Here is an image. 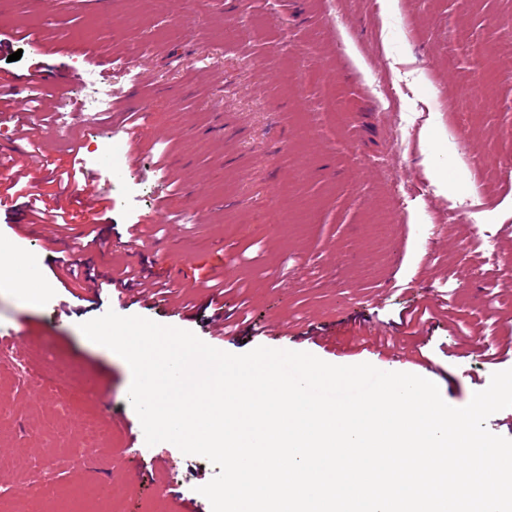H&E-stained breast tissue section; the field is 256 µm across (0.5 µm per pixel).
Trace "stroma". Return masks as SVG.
Masks as SVG:
<instances>
[{
	"label": "stroma",
	"mask_w": 512,
	"mask_h": 512,
	"mask_svg": "<svg viewBox=\"0 0 512 512\" xmlns=\"http://www.w3.org/2000/svg\"><path fill=\"white\" fill-rule=\"evenodd\" d=\"M1 33L11 44L0 78L62 75L53 110L88 99L81 73L108 77L114 90H137L149 130L132 140L135 107L123 102L105 131L45 122L52 170H97L94 152L112 132L135 153L99 210L83 211L80 183L52 171L0 194V242L41 261L44 288L29 306L0 292V335L22 328L19 354L52 381L31 390L0 364V512H180L219 474L203 456L146 444L129 365L79 328L110 310L233 354L266 346L387 372L431 366L454 407L512 369V0H398L391 13L371 0H210L201 14L157 0L108 10L0 0ZM132 54L128 81L119 66ZM431 123L441 137L425 135ZM29 194L60 198L69 233L25 223ZM479 224L495 238L496 265L471 244ZM91 227L99 245L70 250L69 236ZM65 260L95 275L133 266L173 290L151 301L98 291L60 277ZM207 279L229 287L211 298ZM219 307L244 310L237 332L214 335ZM380 331L403 357L367 343ZM91 419L106 425L94 442ZM79 456L95 462L107 495L74 466Z\"/></svg>",
	"instance_id": "1"
}]
</instances>
